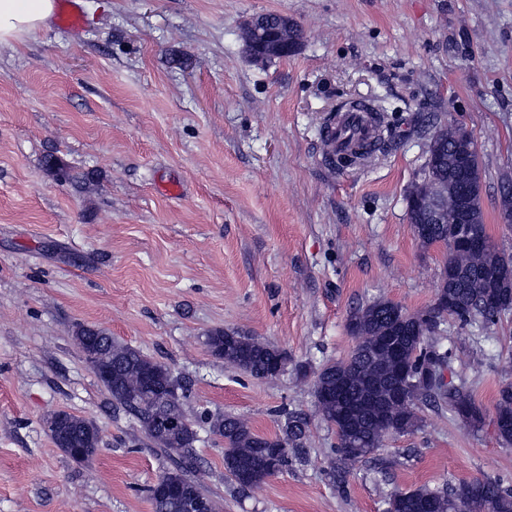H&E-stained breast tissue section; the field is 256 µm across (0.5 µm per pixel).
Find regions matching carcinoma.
<instances>
[{
	"mask_svg": "<svg viewBox=\"0 0 512 512\" xmlns=\"http://www.w3.org/2000/svg\"><path fill=\"white\" fill-rule=\"evenodd\" d=\"M447 160L422 177L454 183L448 194V223L413 227L425 247L446 241L456 229L457 198L477 197L479 153L459 159L455 135L448 132ZM483 238L481 248H457L446 253L436 301L423 312H409L389 300L377 299L354 309L348 319L356 345L344 360L325 364L314 381L315 415L333 427L337 437L330 468L339 483L349 465L368 458L391 434L404 435L423 425L422 407H445L468 429H480L486 410L473 399L466 384L436 381L437 370L451 369L452 352L441 342L443 326L479 323L488 329L512 311V257L498 251L487 235L484 216L471 223ZM73 340L98 381L116 405L135 420L144 439L174 456L149 489L153 512H189L203 494L191 473L198 467L196 444L200 431L224 441V470L249 492L269 477L305 460L309 418L296 412L285 416L281 434L255 432L248 421L221 413L202 414L197 422L183 412L189 388L163 363L122 344L106 331L78 325ZM212 355L245 374L273 379L288 366V355L277 347L237 332L215 330L206 336ZM411 373L402 376V367ZM61 426L51 440L74 462L89 465L103 442L92 420L67 411L58 413ZM492 421L501 444L512 445V381L499 387ZM386 512H512V489L490 477L476 478L448 490L426 485L409 491L393 490Z\"/></svg>",
	"mask_w": 512,
	"mask_h": 512,
	"instance_id": "cac0c4a2",
	"label": "carcinoma"
}]
</instances>
